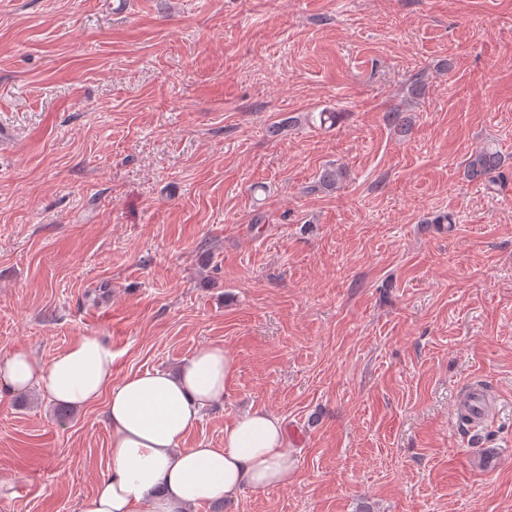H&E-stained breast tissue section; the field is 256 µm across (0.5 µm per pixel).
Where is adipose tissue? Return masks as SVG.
<instances>
[{
	"mask_svg": "<svg viewBox=\"0 0 512 512\" xmlns=\"http://www.w3.org/2000/svg\"><path fill=\"white\" fill-rule=\"evenodd\" d=\"M114 354L100 336L75 337L43 362L17 348L0 357V394L37 392L58 404L105 401L109 465L78 512H196L241 490L287 484L285 427L256 409L224 429L220 448L185 441L204 411L223 403L235 366L224 347L198 349L179 370L136 372L113 382Z\"/></svg>",
	"mask_w": 512,
	"mask_h": 512,
	"instance_id": "1",
	"label": "adipose tissue"
}]
</instances>
